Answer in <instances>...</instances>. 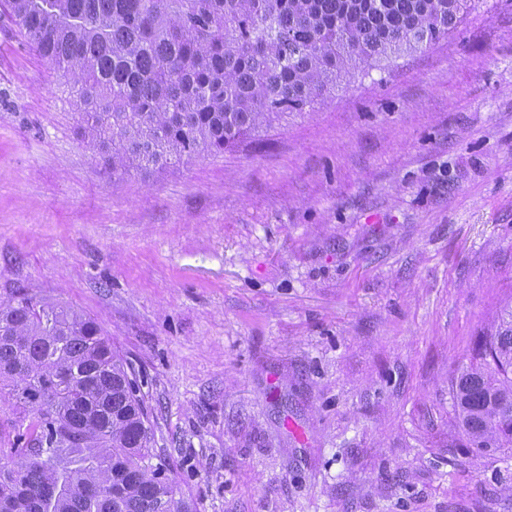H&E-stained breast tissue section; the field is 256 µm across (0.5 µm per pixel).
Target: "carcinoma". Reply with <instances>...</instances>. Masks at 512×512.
Here are the masks:
<instances>
[{"label": "carcinoma", "instance_id": "cac0c4a2", "mask_svg": "<svg viewBox=\"0 0 512 512\" xmlns=\"http://www.w3.org/2000/svg\"><path fill=\"white\" fill-rule=\"evenodd\" d=\"M471 0H0L70 86L112 176L224 152L358 72L456 27ZM0 512H194L152 463L138 385L99 324L18 289L0 302ZM475 448L512 447V304L452 382Z\"/></svg>", "mask_w": 512, "mask_h": 512}]
</instances>
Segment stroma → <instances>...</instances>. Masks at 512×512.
I'll return each instance as SVG.
<instances>
[{
    "mask_svg": "<svg viewBox=\"0 0 512 512\" xmlns=\"http://www.w3.org/2000/svg\"><path fill=\"white\" fill-rule=\"evenodd\" d=\"M95 319L196 512H512L450 380L512 302V0L224 153L112 177L0 13V299Z\"/></svg>",
    "mask_w": 512,
    "mask_h": 512,
    "instance_id": "obj_1",
    "label": "stroma"
}]
</instances>
